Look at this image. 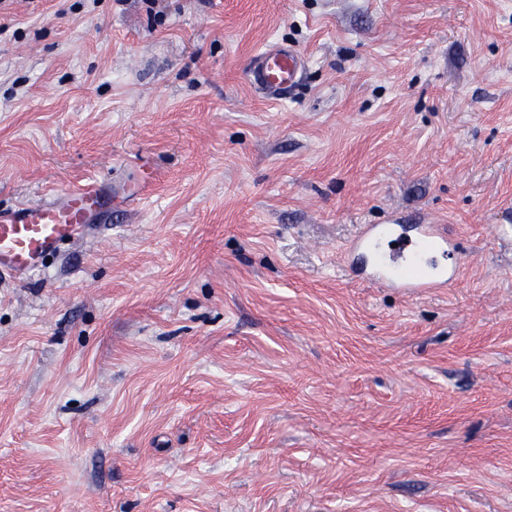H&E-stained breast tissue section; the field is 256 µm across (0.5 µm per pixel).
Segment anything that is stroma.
Wrapping results in <instances>:
<instances>
[{
  "label": "stroma",
  "mask_w": 512,
  "mask_h": 512,
  "mask_svg": "<svg viewBox=\"0 0 512 512\" xmlns=\"http://www.w3.org/2000/svg\"><path fill=\"white\" fill-rule=\"evenodd\" d=\"M92 178L0 275V512H512V0H0V209ZM392 214L458 279L363 280ZM302 58L294 48L273 43L258 52L251 65L253 84L271 96H279L296 82ZM112 204V187L92 180L75 192L0 210V271L24 278L39 271L66 240L90 237L92 217Z\"/></svg>",
  "instance_id": "stroma-1"
}]
</instances>
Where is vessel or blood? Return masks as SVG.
Masks as SVG:
<instances>
[{
    "instance_id": "vessel-or-blood-1",
    "label": "vessel or blood",
    "mask_w": 512,
    "mask_h": 512,
    "mask_svg": "<svg viewBox=\"0 0 512 512\" xmlns=\"http://www.w3.org/2000/svg\"><path fill=\"white\" fill-rule=\"evenodd\" d=\"M301 65L296 49L271 44L255 55L252 82L268 95H281L295 84ZM111 203V187L92 180L66 195L54 193L38 204L0 210V271L17 278L39 271L61 243L89 236L92 217ZM397 229L394 222L369 224L357 240V251L373 261V280L418 291L444 288L457 278L458 268L440 262L454 247L441 225H417L412 240L401 238Z\"/></svg>"
}]
</instances>
